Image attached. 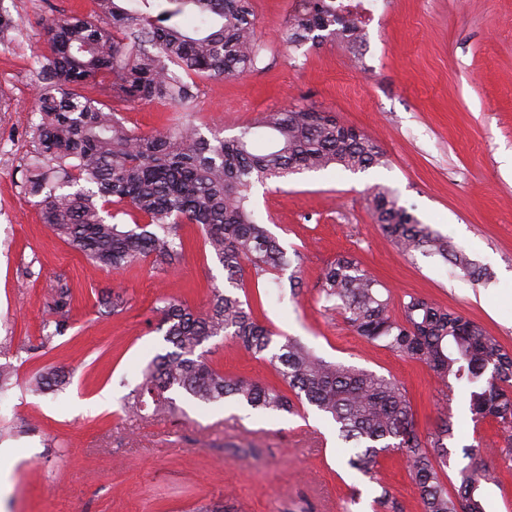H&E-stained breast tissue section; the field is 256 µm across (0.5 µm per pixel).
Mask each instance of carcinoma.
Returning a JSON list of instances; mask_svg holds the SVG:
<instances>
[{
    "label": "carcinoma",
    "mask_w": 512,
    "mask_h": 512,
    "mask_svg": "<svg viewBox=\"0 0 512 512\" xmlns=\"http://www.w3.org/2000/svg\"><path fill=\"white\" fill-rule=\"evenodd\" d=\"M96 0L101 22L60 15L44 24L46 50L37 55L39 123L35 149L26 169L30 193L39 201L43 223L96 268H130L147 258L175 268L183 260L178 226L196 225L204 246L224 266L227 281L243 288L245 273L254 281L292 269L291 290L302 288L299 252L286 250L248 204L252 182L284 178L336 166L365 171L388 164L371 138L328 112L298 107L264 113L257 126L269 144L255 149L251 127L232 138L212 139L187 119L198 97V78L238 76L255 67L263 50L255 37L251 0ZM17 25L0 4V43L21 46ZM342 35L361 39L357 19L336 12L335 0H295L283 43L298 46ZM95 81L108 86L120 103L164 100L181 116L163 130L136 135L117 116L114 105L84 96ZM122 204L149 219L146 224H114L96 199ZM372 216L381 232L406 254L439 256L469 278L484 275L463 251L398 204L387 190L377 191ZM319 292L336 300L349 326L372 344L426 365L438 383L463 385L476 422L494 420L512 428V351L459 313L414 295L400 302L401 317L382 284L352 257L342 256L323 272ZM71 291L55 290L54 331L64 332ZM164 340L171 350L157 355L142 371L127 400L139 414H173L171 391L182 390L201 403L233 400L265 414L294 413L296 404L314 407L329 419L345 449L349 468L370 474L379 458L400 454L419 491L421 512H486L481 486L496 482L489 452L471 446L452 495L442 481L448 467L452 424L441 419L427 434L418 431L406 388L374 372L328 362L298 340L261 324L251 305L232 291L213 289L210 308L197 313L168 300L160 308ZM230 338L247 355L273 367L277 381L226 376L199 347L208 339ZM69 383L58 369L35 374L34 392L60 391ZM375 503L379 512H404L387 490Z\"/></svg>",
    "instance_id": "carcinoma-1"
}]
</instances>
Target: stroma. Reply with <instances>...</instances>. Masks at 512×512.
<instances>
[{
	"instance_id": "35a3bbf8",
	"label": "stroma",
	"mask_w": 512,
	"mask_h": 512,
	"mask_svg": "<svg viewBox=\"0 0 512 512\" xmlns=\"http://www.w3.org/2000/svg\"><path fill=\"white\" fill-rule=\"evenodd\" d=\"M19 22L23 48L0 44V363L16 368L0 394V448L21 453L0 465V512H189L198 502L230 501L248 512H289L308 499L314 512H375L382 490L420 512L403 459L381 458L374 477L350 469L331 422L312 406L271 416L231 402L202 404L178 393L171 416L133 418L123 398L139 373L169 349L158 329L164 299L207 310L224 287V267L196 225L180 228L181 265L152 260L99 270L41 219L24 185L33 150L38 63L32 52L47 19L93 16L94 0H0ZM264 45L256 69L200 80L194 121L203 136L238 135L263 113L308 107L329 112L372 138L387 166L352 173L305 171L254 184L250 204L287 251L303 256V287L287 278H245L258 320L317 356L404 384L420 432L450 417L454 438L444 483L460 484L462 449L495 450L499 485H486L488 512H512V431L474 422L462 391L435 382L422 364L357 335L328 309L318 282L340 256L359 260L394 300L412 294L471 319L512 349V0H384L361 47L336 39L286 46L292 0H253ZM127 129L171 125L164 101L120 106ZM462 249L487 275L475 281L438 257L405 256L375 224V187ZM72 294L68 326L41 345L57 286ZM120 295L118 313L102 303ZM230 376L274 381L273 369L224 337L202 345ZM70 375L63 391L32 393L38 371Z\"/></svg>"
}]
</instances>
